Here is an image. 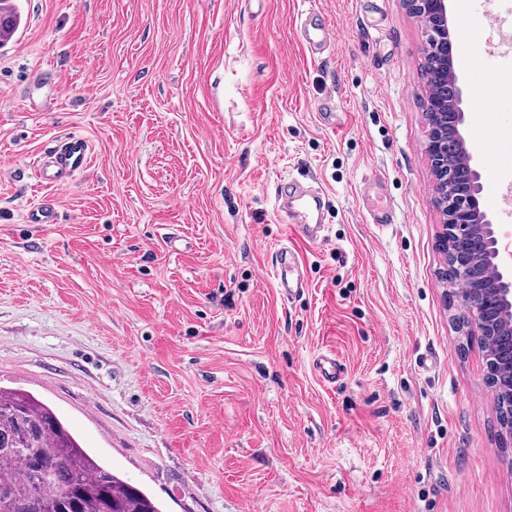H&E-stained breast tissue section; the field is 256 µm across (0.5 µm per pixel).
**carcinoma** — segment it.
Listing matches in <instances>:
<instances>
[{"mask_svg":"<svg viewBox=\"0 0 512 512\" xmlns=\"http://www.w3.org/2000/svg\"><path fill=\"white\" fill-rule=\"evenodd\" d=\"M18 7L0 0V38L20 26ZM437 60L425 56L424 111L444 127L449 97L432 81ZM495 335L483 348L498 347L507 335L501 309L490 313ZM0 512H161L137 485L101 466L80 446L56 413L41 401L0 388Z\"/></svg>","mask_w":512,"mask_h":512,"instance_id":"1","label":"carcinoma"}]
</instances>
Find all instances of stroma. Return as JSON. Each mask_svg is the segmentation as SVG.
Returning a JSON list of instances; mask_svg holds the SVG:
<instances>
[{"instance_id":"stroma-1","label":"stroma","mask_w":512,"mask_h":512,"mask_svg":"<svg viewBox=\"0 0 512 512\" xmlns=\"http://www.w3.org/2000/svg\"><path fill=\"white\" fill-rule=\"evenodd\" d=\"M0 47V386L33 393L163 512H512L477 337L441 278L420 66L404 0H16ZM457 52L468 151L512 177V72L470 0ZM337 28L311 56L301 15ZM492 78L491 112L472 103ZM336 95V124L317 107ZM77 134L89 166L44 193L34 160ZM374 179L395 224L369 223ZM318 183L323 242L295 241L310 286L268 268L289 230L281 182ZM347 371L325 384L313 361Z\"/></svg>"}]
</instances>
